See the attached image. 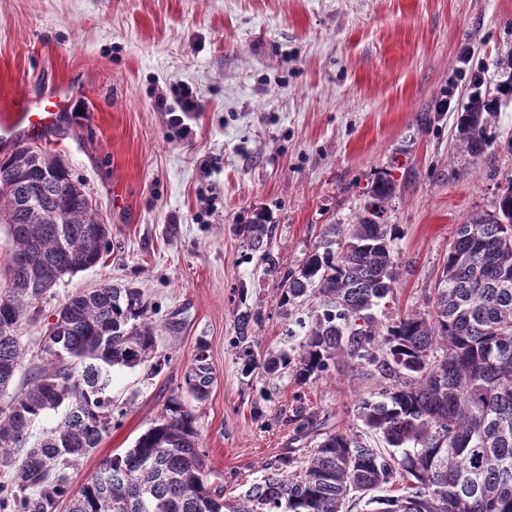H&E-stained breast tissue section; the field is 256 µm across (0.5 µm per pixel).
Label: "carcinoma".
I'll return each mask as SVG.
<instances>
[{
  "label": "carcinoma",
  "instance_id": "1",
  "mask_svg": "<svg viewBox=\"0 0 512 512\" xmlns=\"http://www.w3.org/2000/svg\"><path fill=\"white\" fill-rule=\"evenodd\" d=\"M494 99L473 96L458 118L474 157L492 143L482 113ZM396 187L383 178L367 192L352 224H328L306 258L284 268L274 253L276 225L264 214L235 225L262 273L278 280L282 308L308 307L310 322L291 348L262 350L259 311L236 310L242 376L289 373L298 387L336 375L349 363L371 387L355 416L386 448L357 431H326L299 393L283 418L288 448L235 497L208 478L192 398L213 384L208 345L199 341L184 375L135 445L114 454L80 487L67 470L98 447L115 420L105 389L114 367L151 360L160 324L138 288L104 283L56 311L43 336L44 364L26 389L0 407V512H351L361 501L378 512H512V185L493 210L458 225L440 282L424 309L381 324L376 311L394 297L397 224L384 220ZM14 243L0 295V397L24 366L18 325L62 276L97 266L109 231L68 165L40 147L0 160V216ZM60 422L28 445L45 413ZM313 441V447L296 443Z\"/></svg>",
  "mask_w": 512,
  "mask_h": 512
}]
</instances>
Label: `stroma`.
Wrapping results in <instances>:
<instances>
[{
    "instance_id": "obj_1",
    "label": "stroma",
    "mask_w": 512,
    "mask_h": 512,
    "mask_svg": "<svg viewBox=\"0 0 512 512\" xmlns=\"http://www.w3.org/2000/svg\"><path fill=\"white\" fill-rule=\"evenodd\" d=\"M511 57L512 0H0V123L22 97L68 88L70 109L44 147L83 182L110 232L102 261L63 276L18 334L37 351L70 295L128 284L163 322L157 352L170 358L155 375L111 371L119 422L70 470L72 486L132 448L184 391L202 339L215 377L196 407L205 464L228 494L286 448L280 415L297 392L328 429L355 428L362 385L347 366L302 390L287 376H241L229 343L238 293L262 313V348L282 345L289 319L232 227L267 210L279 261L294 267L388 177L398 283L377 316L424 308L458 224L492 210L512 182V95L488 114L494 140L480 156L455 137L462 105L511 76ZM185 87L198 108L178 130L158 99L175 103ZM265 387L256 422L250 404Z\"/></svg>"
}]
</instances>
